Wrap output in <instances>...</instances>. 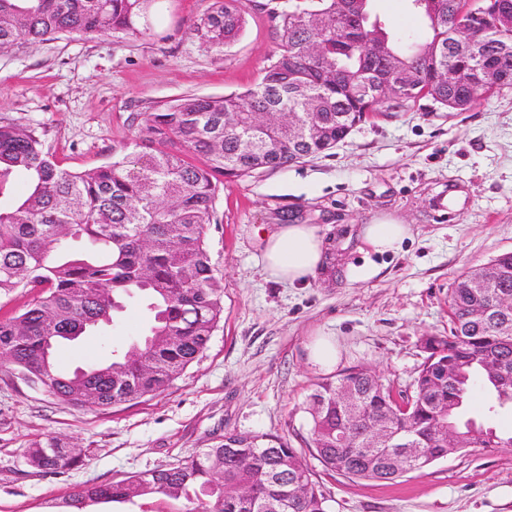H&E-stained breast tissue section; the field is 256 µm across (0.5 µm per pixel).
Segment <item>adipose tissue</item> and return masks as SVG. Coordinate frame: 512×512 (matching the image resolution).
Here are the masks:
<instances>
[{
	"label": "adipose tissue",
	"instance_id": "adipose-tissue-1",
	"mask_svg": "<svg viewBox=\"0 0 512 512\" xmlns=\"http://www.w3.org/2000/svg\"><path fill=\"white\" fill-rule=\"evenodd\" d=\"M410 228L383 221L365 225L361 238L370 252L397 251ZM328 246L317 229L309 224H281L264 236V263L270 279L288 285L307 282L327 265Z\"/></svg>",
	"mask_w": 512,
	"mask_h": 512
}]
</instances>
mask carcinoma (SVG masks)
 I'll return each instance as SVG.
<instances>
[{"label":"carcinoma","mask_w":512,"mask_h":512,"mask_svg":"<svg viewBox=\"0 0 512 512\" xmlns=\"http://www.w3.org/2000/svg\"><path fill=\"white\" fill-rule=\"evenodd\" d=\"M159 0H0V51L20 39L48 41L63 34L103 30L137 36ZM275 16L278 52L261 80L222 96L185 95L147 113L132 139L133 151L89 171L61 168L36 129L0 121V197L15 175L31 181L30 194L0 208V294L34 283L39 291L14 315L0 318V363L26 371L57 399L77 407L120 405L166 391L206 349L223 319V288L207 250L215 204L224 180L283 168L335 147L348 134L336 113L361 118L417 103L383 99L364 83L412 70L422 75V98L455 111L472 107L465 87L433 85L432 60L468 68L483 77V62L512 75V35L491 32L478 56L455 52L448 17L455 0H410L427 36L409 43L378 18L369 19L383 38L388 63L363 47L357 17L365 0H289ZM246 24L240 0H214L195 32L209 49L238 38ZM306 42L320 45L319 61L300 62ZM293 109L329 131L327 142L292 150L288 134L253 126L259 112ZM203 158L195 164L189 156ZM83 242L70 252L66 243ZM498 277L482 285L472 272L460 274L450 291V335L424 339L426 357L411 387L399 391L366 368H351L315 385L306 408L312 456L350 479L390 481L448 455L438 428L452 429L458 450L472 444L512 448V435L465 416L475 382L493 406L512 410V312L496 310L498 297L512 295V252L494 257ZM134 296L148 301L147 333L128 348L83 372L61 366L48 343L113 320ZM476 309L485 318L474 319ZM349 385L359 405L357 421L336 403V389ZM354 439L342 444L345 429ZM48 436L27 448L42 473L83 465L78 453L62 452ZM184 499L191 512H328L327 499L303 453L264 434L224 433V441L202 448L166 468L93 484L55 504L59 512H83L89 502L134 505L149 497Z\"/></svg>","instance_id":"1"}]
</instances>
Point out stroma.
Segmentation results:
<instances>
[{"mask_svg":"<svg viewBox=\"0 0 512 512\" xmlns=\"http://www.w3.org/2000/svg\"><path fill=\"white\" fill-rule=\"evenodd\" d=\"M237 41L208 49L193 33L212 0H161L146 33L102 32L19 42L0 52V117L42 133L64 168L87 171L130 142L147 113L185 95L220 96L255 83L278 51L274 13L288 0H243ZM453 195L444 212L438 200ZM208 249L224 318L206 350L152 398L75 407L0 368V512H47L86 485L176 464L225 432L263 433L294 448L308 436L315 384L354 367L410 385L422 340L449 333L448 297L464 271L512 251V89L466 112L424 99L380 112L332 150L225 183ZM292 219L332 244L334 264L294 287L270 280L262 237ZM408 225L399 253L376 257L352 283L363 225ZM147 303L56 349L65 368L105 362L147 329ZM327 340L333 360L318 358ZM51 435L85 455L60 473L33 469L25 450ZM330 512H512V448L455 451L394 481L349 479L315 465Z\"/></svg>","mask_w":512,"mask_h":512,"instance_id":"stroma-1","label":"stroma"}]
</instances>
